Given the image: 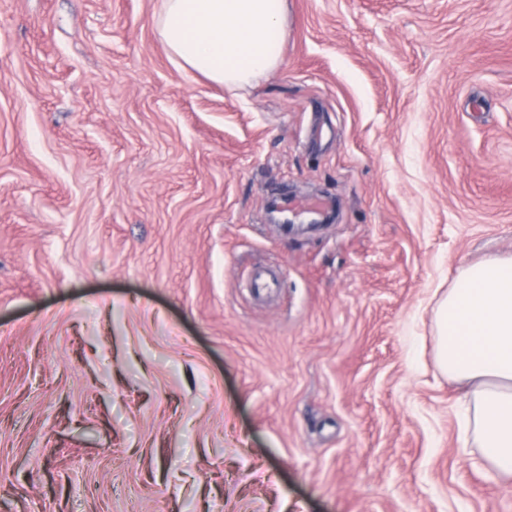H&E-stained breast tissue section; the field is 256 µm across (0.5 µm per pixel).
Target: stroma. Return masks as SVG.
Here are the masks:
<instances>
[{
  "mask_svg": "<svg viewBox=\"0 0 512 512\" xmlns=\"http://www.w3.org/2000/svg\"><path fill=\"white\" fill-rule=\"evenodd\" d=\"M160 5L0 0V512H512L434 316L512 256V0H288L236 90ZM327 200L325 199H316L309 201H289L288 197H285L283 201L278 203L277 208L281 215L282 221H288V217L293 218L298 213L314 215L316 214L320 208L324 207L327 204ZM298 208L305 209L300 211Z\"/></svg>",
  "mask_w": 512,
  "mask_h": 512,
  "instance_id": "obj_1",
  "label": "stroma"
}]
</instances>
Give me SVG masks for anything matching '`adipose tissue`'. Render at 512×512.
I'll list each match as a JSON object with an SVG mask.
<instances>
[{"label": "adipose tissue", "mask_w": 512, "mask_h": 512, "mask_svg": "<svg viewBox=\"0 0 512 512\" xmlns=\"http://www.w3.org/2000/svg\"><path fill=\"white\" fill-rule=\"evenodd\" d=\"M288 0H162L161 42L189 74L242 86L282 62ZM436 368L463 388V444L512 479V257L461 268L435 309Z\"/></svg>", "instance_id": "adipose-tissue-1"}]
</instances>
